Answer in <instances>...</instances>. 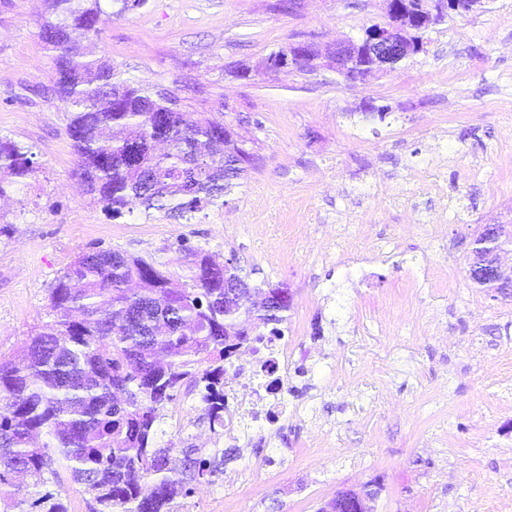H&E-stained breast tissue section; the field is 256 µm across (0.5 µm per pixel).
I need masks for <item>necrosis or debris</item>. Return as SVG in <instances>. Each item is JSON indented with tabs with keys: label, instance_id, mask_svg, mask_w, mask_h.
I'll return each mask as SVG.
<instances>
[{
	"label": "necrosis or debris",
	"instance_id": "obj_1",
	"mask_svg": "<svg viewBox=\"0 0 512 512\" xmlns=\"http://www.w3.org/2000/svg\"><path fill=\"white\" fill-rule=\"evenodd\" d=\"M307 350L290 338L287 323L279 333L264 337L258 349L240 352L224 367L225 441L244 440L248 429L273 435L295 416L289 380L306 371Z\"/></svg>",
	"mask_w": 512,
	"mask_h": 512
}]
</instances>
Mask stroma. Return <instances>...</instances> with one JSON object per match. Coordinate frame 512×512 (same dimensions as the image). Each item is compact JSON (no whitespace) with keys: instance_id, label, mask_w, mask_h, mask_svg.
<instances>
[{"instance_id":"stroma-1","label":"stroma","mask_w":512,"mask_h":512,"mask_svg":"<svg viewBox=\"0 0 512 512\" xmlns=\"http://www.w3.org/2000/svg\"><path fill=\"white\" fill-rule=\"evenodd\" d=\"M277 2L146 0L102 26L97 53L122 78L174 91L256 156L223 205L112 221L75 174L43 0H0V136L33 154L0 201V357L51 322L50 288L90 247L179 280L181 244L233 256L250 284L288 288L310 373L292 383L297 421L251 433L249 460L225 449L185 512H317L375 480L376 512H495L512 497V297L478 287L468 256L485 225L512 224V0L446 18L423 52L356 82L259 64L362 39L386 22L384 0Z\"/></svg>"}]
</instances>
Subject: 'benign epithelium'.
<instances>
[{
	"instance_id": "obj_1",
	"label": "benign epithelium",
	"mask_w": 512,
	"mask_h": 512,
	"mask_svg": "<svg viewBox=\"0 0 512 512\" xmlns=\"http://www.w3.org/2000/svg\"><path fill=\"white\" fill-rule=\"evenodd\" d=\"M303 48L305 51L301 53L289 48L272 54L266 59L268 71L279 73L308 61L332 68L348 80L356 81L392 70L410 55L402 34L391 26L374 29L359 41L347 40L325 46L306 43ZM472 248L484 254V260L475 264V269L487 272L499 286H512V277L506 275L501 263V255L508 251V247L494 227L483 228L473 240Z\"/></svg>"
}]
</instances>
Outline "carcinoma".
<instances>
[{
	"instance_id": "carcinoma-1",
	"label": "carcinoma",
	"mask_w": 512,
	"mask_h": 512,
	"mask_svg": "<svg viewBox=\"0 0 512 512\" xmlns=\"http://www.w3.org/2000/svg\"><path fill=\"white\" fill-rule=\"evenodd\" d=\"M39 36L53 63L54 97L86 193L120 219L139 206L175 220L224 202L254 155L229 125L180 108V98L133 86L94 57L105 20L146 0H45ZM433 0H393L389 24L412 54L440 16ZM30 151L0 137V199L31 169ZM187 279L161 261L108 247L76 257L48 294L54 321L15 360L0 362V512H181L211 482L224 453L158 441L164 409L194 391L224 424V363L250 337L284 321L288 289L254 300L236 261L180 245Z\"/></svg>"
}]
</instances>
